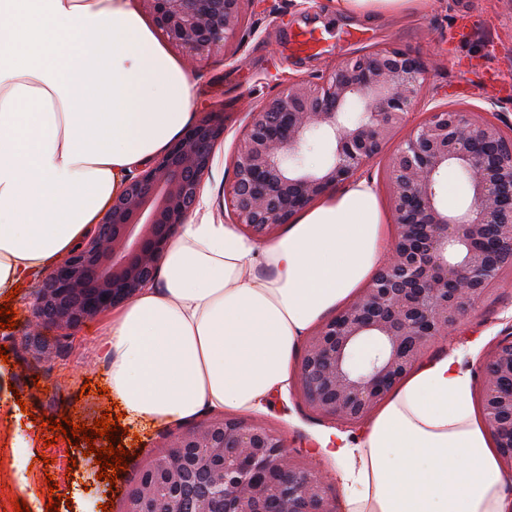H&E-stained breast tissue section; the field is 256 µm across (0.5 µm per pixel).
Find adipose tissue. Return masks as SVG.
Returning a JSON list of instances; mask_svg holds the SVG:
<instances>
[{"mask_svg":"<svg viewBox=\"0 0 512 512\" xmlns=\"http://www.w3.org/2000/svg\"><path fill=\"white\" fill-rule=\"evenodd\" d=\"M422 0H336L352 16ZM194 81L132 0H0V288L52 266L126 177L197 120ZM363 180L261 243L189 216L161 284L113 319L112 395L131 423L248 411L288 377L302 339L387 257ZM348 512H507L512 476L488 445L455 356L423 363L368 423Z\"/></svg>","mask_w":512,"mask_h":512,"instance_id":"obj_1","label":"adipose tissue"}]
</instances>
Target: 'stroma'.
<instances>
[{
    "mask_svg": "<svg viewBox=\"0 0 512 512\" xmlns=\"http://www.w3.org/2000/svg\"><path fill=\"white\" fill-rule=\"evenodd\" d=\"M248 10L276 15L277 20L243 36V47L234 58L217 56L201 62L184 55L178 58L196 79L198 104L208 103L224 111V139L215 149L201 191V211L209 220L231 221L224 188L233 176L231 158L251 111L282 91L288 81H318L352 51L389 45L425 61L429 96L415 108V119H422L436 106H470L491 109L512 125V0H424L418 12L380 18L344 15L337 10L336 0H250ZM304 27L364 29L368 36L342 46L331 39L310 56L297 58L288 52V36ZM39 281V274H32L13 297L0 291V306L11 304L17 313L14 328L0 326V348L8 357L7 362H0V425L10 432L9 439L0 443V461L7 466L0 474V506L10 507L18 498L30 512H50L49 484L54 481L59 495L72 499L60 512H123L126 495L142 468L179 426H131L119 420L116 440L127 456L113 483L98 478L99 464L86 455L89 446L107 447V440L69 446L65 458L60 457L57 446H46L51 431L37 424V417L58 421L68 416L90 427L111 408L112 395L100 392L108 384V365L101 354L105 331L119 311L105 310L76 329L52 362H24L18 342L27 331ZM511 325L512 272L507 271L469 308L458 328L435 341L427 357L455 355L462 374L474 379L486 350L499 332ZM298 373V366H291L289 386L258 409L244 412L243 418L281 432L290 448L310 450L312 464L325 475L337 499H344L342 477L357 465L364 433L314 415L294 392L292 382ZM87 383L92 390L85 394L81 388ZM336 432L349 449L341 460L316 451L320 440Z\"/></svg>",
    "mask_w": 512,
    "mask_h": 512,
    "instance_id": "stroma-1",
    "label": "stroma"
}]
</instances>
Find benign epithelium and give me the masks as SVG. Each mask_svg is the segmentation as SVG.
<instances>
[{
    "mask_svg": "<svg viewBox=\"0 0 512 512\" xmlns=\"http://www.w3.org/2000/svg\"><path fill=\"white\" fill-rule=\"evenodd\" d=\"M168 44L204 59L236 49L246 0H142ZM426 64L388 46L350 54L317 84L293 80L252 111L233 159L224 199L233 223L270 240L330 188L383 155V182L396 223L385 263L368 288L303 342L299 393L310 410L346 425L363 423L419 364L440 336L502 272L512 269V137L500 119L471 107L433 108L416 124ZM224 114L214 109L164 153L125 180L101 223L39 281L33 331L24 348L50 361L60 336L98 313L132 301L199 203ZM311 141L328 160L297 163ZM464 178L469 204L441 201L448 170ZM489 433L512 437V336L477 369ZM124 512H340L321 472L293 453L283 434L236 417L173 432L142 470Z\"/></svg>",
    "mask_w": 512,
    "mask_h": 512,
    "instance_id": "benign-epithelium-1",
    "label": "benign epithelium"
}]
</instances>
